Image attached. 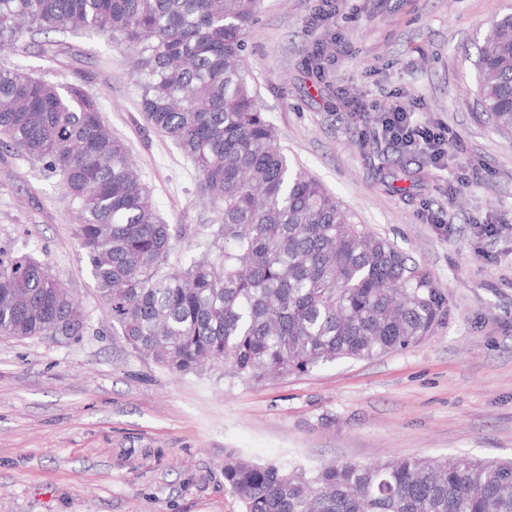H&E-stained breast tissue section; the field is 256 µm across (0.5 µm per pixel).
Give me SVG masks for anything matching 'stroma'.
<instances>
[{
    "mask_svg": "<svg viewBox=\"0 0 512 512\" xmlns=\"http://www.w3.org/2000/svg\"><path fill=\"white\" fill-rule=\"evenodd\" d=\"M341 0L345 48L322 81L309 71L317 0H263L247 37L261 103L282 144L352 220L424 267L445 299L431 335L403 351L338 360L244 384L222 371L175 376L112 331L56 179L0 148V243L35 254L86 309L81 336L0 335V512H243L224 456L316 467L394 457L512 459V134L478 102L477 47L512 0ZM75 55L0 51V64L100 97L160 217L213 218L193 165L149 130L123 56L98 35ZM400 94L446 125L459 151L438 169L385 139L375 118ZM424 183H381L401 158ZM499 225L490 235L485 225Z\"/></svg>",
    "mask_w": 512,
    "mask_h": 512,
    "instance_id": "obj_1",
    "label": "stroma"
}]
</instances>
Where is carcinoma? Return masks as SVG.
Listing matches in <instances>:
<instances>
[{
    "instance_id": "carcinoma-1",
    "label": "carcinoma",
    "mask_w": 512,
    "mask_h": 512,
    "mask_svg": "<svg viewBox=\"0 0 512 512\" xmlns=\"http://www.w3.org/2000/svg\"><path fill=\"white\" fill-rule=\"evenodd\" d=\"M260 0H0V51H73L96 33L129 59L147 126L191 161L216 217L206 248L171 261L126 142L81 83L0 66V145L59 178L112 330L177 376L220 368L261 382L340 359L405 350L429 336L444 300L428 272L352 223L291 161L259 102L245 34ZM479 97L512 133V12L479 49ZM415 185L398 161L383 183ZM88 315L47 262L0 246V334L80 336ZM244 512H512V460L406 457L316 468L224 459Z\"/></svg>"
}]
</instances>
